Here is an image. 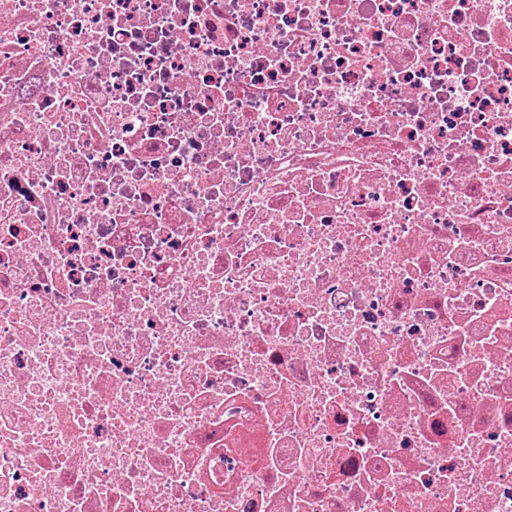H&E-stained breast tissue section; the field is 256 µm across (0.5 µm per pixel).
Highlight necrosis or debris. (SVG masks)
Returning <instances> with one entry per match:
<instances>
[{
	"label": "necrosis or debris",
	"mask_w": 512,
	"mask_h": 512,
	"mask_svg": "<svg viewBox=\"0 0 512 512\" xmlns=\"http://www.w3.org/2000/svg\"><path fill=\"white\" fill-rule=\"evenodd\" d=\"M0 512H512V0H0Z\"/></svg>",
	"instance_id": "1"
}]
</instances>
